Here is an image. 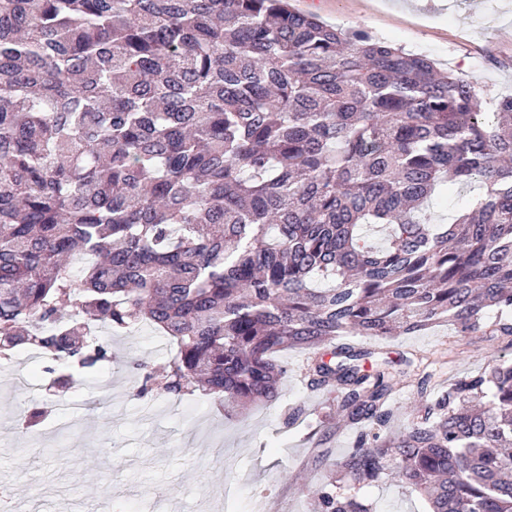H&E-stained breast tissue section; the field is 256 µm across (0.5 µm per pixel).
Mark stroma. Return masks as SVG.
I'll list each match as a JSON object with an SVG mask.
<instances>
[{
	"instance_id": "stroma-1",
	"label": "stroma",
	"mask_w": 512,
	"mask_h": 512,
	"mask_svg": "<svg viewBox=\"0 0 512 512\" xmlns=\"http://www.w3.org/2000/svg\"><path fill=\"white\" fill-rule=\"evenodd\" d=\"M291 5L426 55L482 94L512 95V0ZM99 335L112 362L68 389L38 351L18 347L0 359V484L10 488L13 512H312L313 493L327 481L313 449L323 442L341 457L355 432L337 428L332 395L308 386V353L279 352L287 371L276 401L229 411L200 391L136 397L144 371L162 374L176 356L175 340L147 324L128 333L103 326ZM359 344L384 358L434 355L442 381L512 359V340L458 336L447 326ZM36 410L48 416L31 431L24 420ZM361 493L374 512H424L419 494L392 477Z\"/></svg>"
}]
</instances>
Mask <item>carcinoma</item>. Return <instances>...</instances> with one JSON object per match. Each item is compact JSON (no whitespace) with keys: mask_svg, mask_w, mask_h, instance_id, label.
Returning <instances> with one entry per match:
<instances>
[{"mask_svg":"<svg viewBox=\"0 0 512 512\" xmlns=\"http://www.w3.org/2000/svg\"><path fill=\"white\" fill-rule=\"evenodd\" d=\"M468 193L449 223L434 200ZM87 259L81 271L70 263ZM176 339L136 396L279 395L285 347L426 512H512V359L432 383L356 337L512 336V97L288 0H0V349L111 361L90 321ZM423 414L395 424L411 377Z\"/></svg>","mask_w":512,"mask_h":512,"instance_id":"obj_1","label":"carcinoma"}]
</instances>
